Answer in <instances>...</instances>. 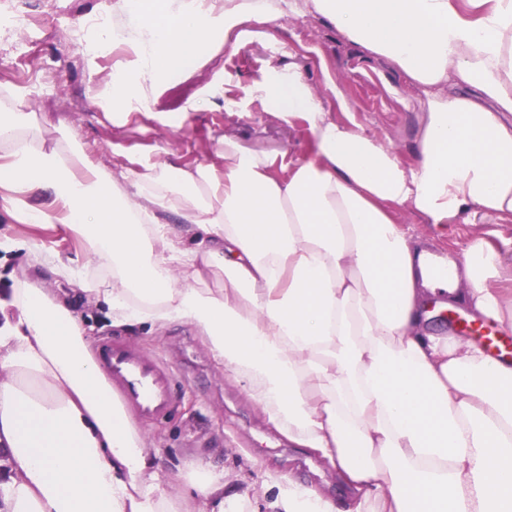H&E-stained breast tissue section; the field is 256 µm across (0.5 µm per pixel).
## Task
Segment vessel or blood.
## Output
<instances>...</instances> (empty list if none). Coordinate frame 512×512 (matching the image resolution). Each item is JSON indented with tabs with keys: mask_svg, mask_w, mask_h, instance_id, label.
I'll use <instances>...</instances> for the list:
<instances>
[{
	"mask_svg": "<svg viewBox=\"0 0 512 512\" xmlns=\"http://www.w3.org/2000/svg\"><path fill=\"white\" fill-rule=\"evenodd\" d=\"M454 332L476 336L496 360L512 357V340L489 323L450 317ZM97 360L124 404L144 420H161L174 406L175 376L161 359L131 346L107 342L97 348Z\"/></svg>",
	"mask_w": 512,
	"mask_h": 512,
	"instance_id": "b4317fda",
	"label": "vessel or blood"
}]
</instances>
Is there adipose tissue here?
<instances>
[{
  "label": "adipose tissue",
  "instance_id": "adipose-tissue-1",
  "mask_svg": "<svg viewBox=\"0 0 512 512\" xmlns=\"http://www.w3.org/2000/svg\"><path fill=\"white\" fill-rule=\"evenodd\" d=\"M117 0L133 55L101 104L133 111L244 22L307 8L419 87L415 166L326 112L300 73L264 89L313 138L304 158L222 140L223 166L141 162L107 171L83 150L45 148L0 113V188L44 195L29 224H62L111 275L53 266L113 323L184 321L246 384L289 440L328 459L352 512H512V362L440 326L464 306L512 334V291L486 239L436 256L393 210L431 223L512 217V0ZM224 279L202 284V271ZM192 280L180 284V274ZM66 300L32 282L0 299V512H245L246 496L197 459L190 493L164 486L147 439L92 356ZM280 512H342L293 475L270 476Z\"/></svg>",
  "mask_w": 512,
  "mask_h": 512
}]
</instances>
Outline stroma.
I'll return each instance as SVG.
<instances>
[{"label":"stroma","instance_id":"35a3bbf8","mask_svg":"<svg viewBox=\"0 0 512 512\" xmlns=\"http://www.w3.org/2000/svg\"><path fill=\"white\" fill-rule=\"evenodd\" d=\"M116 0H0V111L22 112L39 141L77 143L107 168L136 160L194 166L215 161L217 143L230 138L260 154L308 155L311 135L301 121L284 122L267 106L261 88L272 71L302 74L334 119L352 120L391 145L404 163L417 158L425 114L420 92L392 63L349 44L325 19L282 14L271 23H244L240 47L209 52L189 77L173 80L149 111L109 116L98 97L125 63L120 51L87 66L93 26L100 14H114ZM29 20L14 27L12 16ZM204 98L197 111L188 100ZM159 112H176V128L158 123ZM399 223L411 225L434 247L461 253L481 236L512 259V219L464 214L448 228L404 208ZM32 239L65 261L85 262L81 241L61 224H27L0 208V240ZM39 279L54 294L67 281L31 267L20 250L0 251V299L25 280ZM73 308L88 326L89 346L117 340L160 356L176 376V403L169 419L141 422L147 445L171 492L185 491L181 476L196 459L224 473L227 489L251 492L253 512H274L272 496L259 490L269 474L292 473L324 494L345 500L335 471L317 453L298 448L253 403L233 371L219 365L195 328L172 322L113 323L106 308L75 298Z\"/></svg>","mask_w":512,"mask_h":512}]
</instances>
